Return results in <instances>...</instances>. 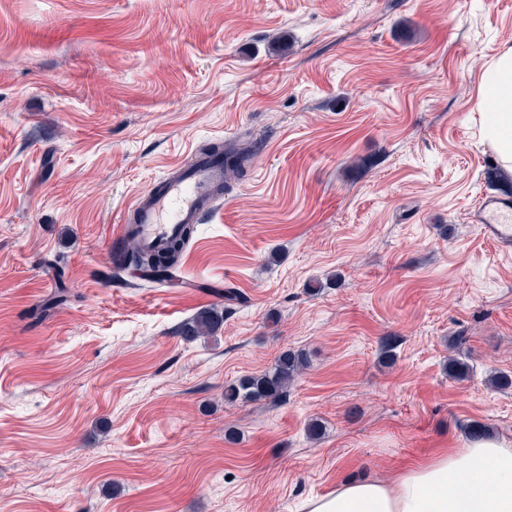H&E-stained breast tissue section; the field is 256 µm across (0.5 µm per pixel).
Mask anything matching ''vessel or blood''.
<instances>
[{"label":"vessel or blood","instance_id":"obj_1","mask_svg":"<svg viewBox=\"0 0 512 512\" xmlns=\"http://www.w3.org/2000/svg\"><path fill=\"white\" fill-rule=\"evenodd\" d=\"M224 181V166L201 156L187 172L166 178L131 204V221L142 246L160 249L185 224L200 223L205 205H216L215 189ZM482 232L503 248L512 246V202L483 200L476 212Z\"/></svg>","mask_w":512,"mask_h":512}]
</instances>
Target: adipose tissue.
Masks as SVG:
<instances>
[{
	"mask_svg": "<svg viewBox=\"0 0 512 512\" xmlns=\"http://www.w3.org/2000/svg\"><path fill=\"white\" fill-rule=\"evenodd\" d=\"M479 106L484 139L512 171V47L487 65ZM305 512H512V448L495 439L435 448L391 479L345 480Z\"/></svg>",
	"mask_w": 512,
	"mask_h": 512,
	"instance_id": "obj_1",
	"label": "adipose tissue"
}]
</instances>
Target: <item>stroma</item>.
Wrapping results in <instances>:
<instances>
[{"mask_svg":"<svg viewBox=\"0 0 512 512\" xmlns=\"http://www.w3.org/2000/svg\"><path fill=\"white\" fill-rule=\"evenodd\" d=\"M509 46L512 0H0V512H301L473 424L512 445V252L473 212L512 197L477 109ZM243 140L179 284L112 283L134 197ZM289 349L286 401L225 403ZM224 323V308H207L197 312L178 328V332L187 340L199 337H212Z\"/></svg>","mask_w":512,"mask_h":512,"instance_id":"1","label":"stroma"}]
</instances>
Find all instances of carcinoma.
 I'll list each match as a JSON object with an SVG mask.
<instances>
[{
    "label": "carcinoma",
    "mask_w": 512,
    "mask_h": 512,
    "mask_svg": "<svg viewBox=\"0 0 512 512\" xmlns=\"http://www.w3.org/2000/svg\"><path fill=\"white\" fill-rule=\"evenodd\" d=\"M205 151L211 155H224L225 178H241L247 171L252 156V145H210ZM196 226L188 225L182 235L173 241L168 249L154 253L140 249L133 238L121 249L119 264L114 266V283H123V274L133 269L140 274V281L153 287H169L178 278V259L190 245ZM224 323V310L215 307L197 312L178 328L187 340L212 337ZM302 354L286 350L280 354L272 370L259 375L242 377L224 386V401H265L279 403L288 396V389L305 368Z\"/></svg>",
    "instance_id": "carcinoma-1"
}]
</instances>
